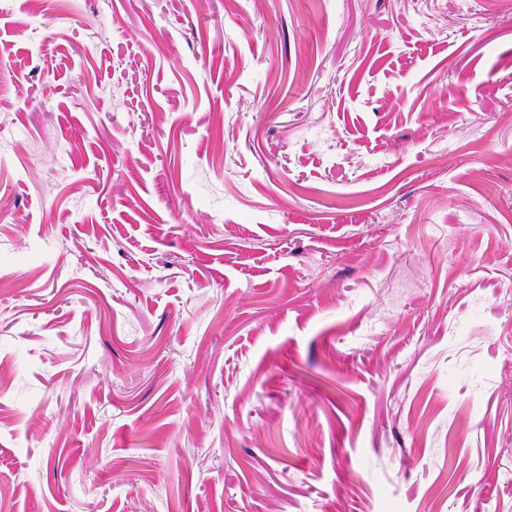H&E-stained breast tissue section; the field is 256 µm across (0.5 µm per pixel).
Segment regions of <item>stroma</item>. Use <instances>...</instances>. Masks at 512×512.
<instances>
[{
	"label": "stroma",
	"instance_id": "35a3bbf8",
	"mask_svg": "<svg viewBox=\"0 0 512 512\" xmlns=\"http://www.w3.org/2000/svg\"><path fill=\"white\" fill-rule=\"evenodd\" d=\"M512 0L0 14V512H512Z\"/></svg>",
	"mask_w": 512,
	"mask_h": 512
}]
</instances>
